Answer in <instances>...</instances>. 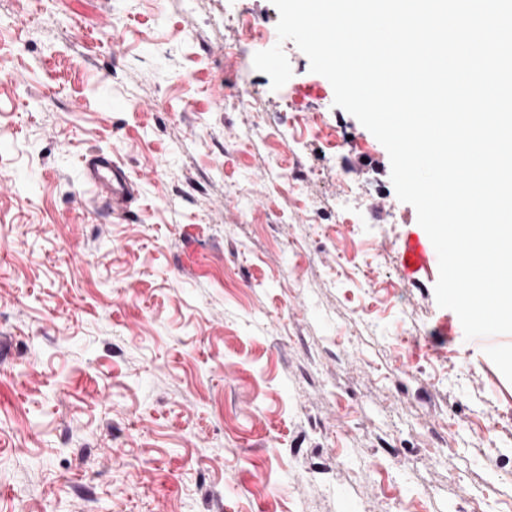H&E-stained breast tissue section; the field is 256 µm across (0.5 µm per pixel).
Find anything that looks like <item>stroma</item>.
<instances>
[{
  "label": "stroma",
  "instance_id": "35a3bbf8",
  "mask_svg": "<svg viewBox=\"0 0 512 512\" xmlns=\"http://www.w3.org/2000/svg\"><path fill=\"white\" fill-rule=\"evenodd\" d=\"M278 19L0 0V512H512V335L406 268L386 149ZM85 176L95 190L115 205L123 204L133 194L127 173L109 155H92L85 163Z\"/></svg>",
  "mask_w": 512,
  "mask_h": 512
}]
</instances>
